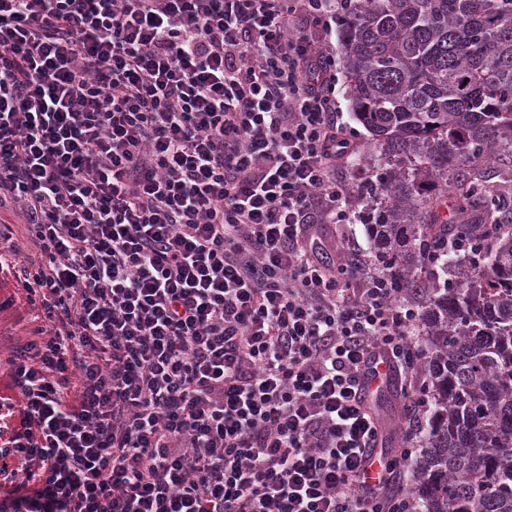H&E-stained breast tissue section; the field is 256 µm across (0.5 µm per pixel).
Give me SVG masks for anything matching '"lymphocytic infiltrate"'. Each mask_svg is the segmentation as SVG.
Instances as JSON below:
<instances>
[{"label": "lymphocytic infiltrate", "mask_w": 512, "mask_h": 512, "mask_svg": "<svg viewBox=\"0 0 512 512\" xmlns=\"http://www.w3.org/2000/svg\"><path fill=\"white\" fill-rule=\"evenodd\" d=\"M336 0H0V201L50 335L0 396V512H410L362 397L424 355L375 261H330ZM21 466L8 468V456ZM393 380L394 371L390 363L387 360L382 361L381 358H378L373 364L369 381L365 386L366 402L369 403L371 398L379 394V392H389L392 389Z\"/></svg>", "instance_id": "lymphocytic-infiltrate-1"}]
</instances>
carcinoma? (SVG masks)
<instances>
[{
  "label": "carcinoma",
  "mask_w": 512,
  "mask_h": 512,
  "mask_svg": "<svg viewBox=\"0 0 512 512\" xmlns=\"http://www.w3.org/2000/svg\"><path fill=\"white\" fill-rule=\"evenodd\" d=\"M336 27L381 151L368 234L429 347L411 512H512V0H352Z\"/></svg>",
  "instance_id": "cac0c4a2"
}]
</instances>
